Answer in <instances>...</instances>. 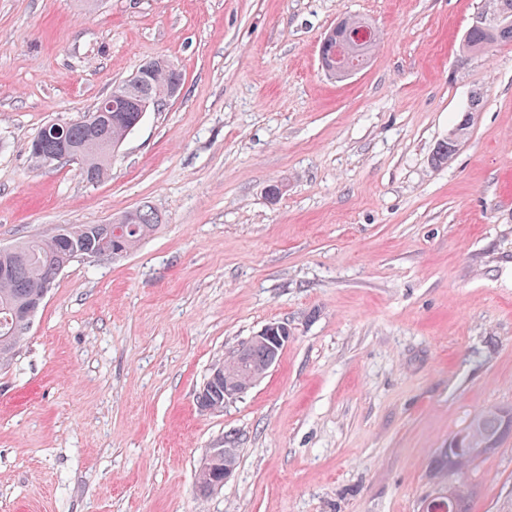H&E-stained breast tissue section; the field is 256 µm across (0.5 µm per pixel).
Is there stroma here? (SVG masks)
<instances>
[{
  "mask_svg": "<svg viewBox=\"0 0 512 512\" xmlns=\"http://www.w3.org/2000/svg\"><path fill=\"white\" fill-rule=\"evenodd\" d=\"M484 9L0 0V246L162 216L126 257L71 262L0 364V512H422L435 450L512 406V42L463 57ZM346 16L379 41L337 78L319 44ZM157 57L180 92L107 178L32 166L46 122ZM271 323L290 332L277 363L202 410L212 368ZM212 448L239 456L203 498ZM474 473L472 512H512V437ZM473 113H465L462 119L452 128L451 136L442 140L433 154L435 165L440 166L446 164L448 160L455 154L460 143L464 141L470 132L473 123Z\"/></svg>",
  "mask_w": 512,
  "mask_h": 512,
  "instance_id": "obj_1",
  "label": "stroma"
}]
</instances>
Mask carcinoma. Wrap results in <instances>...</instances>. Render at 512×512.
<instances>
[{
  "mask_svg": "<svg viewBox=\"0 0 512 512\" xmlns=\"http://www.w3.org/2000/svg\"><path fill=\"white\" fill-rule=\"evenodd\" d=\"M486 13L492 19L475 21L467 31L463 52H481L489 44L512 42V0H490ZM155 68L144 85L128 82L112 87V120L108 134L118 141L127 137L140 123L139 103L146 97L161 101L169 97L171 88L182 81V74L164 59H154ZM480 99L472 101V111L463 115L452 128V134L442 140L433 154L435 165L448 162L470 132L473 111ZM95 129L88 119L76 120L58 127L43 126L28 146L30 161L35 166L46 164V158L58 162L65 153L85 146ZM110 160L92 156L80 170L84 180H103L109 172ZM161 218L149 205L125 211L110 224H64L49 238H32L0 252V361L11 358L29 329L26 314L39 301L43 290L55 286L58 270L65 262L83 255L112 251V259L128 255L142 240L151 236ZM273 356L269 346L250 339L224 360V378L203 387L198 403L204 410L217 405L224 407V386L233 385L249 375H260ZM512 436V408L497 407L473 415L463 436L452 437L448 447L434 453L433 476L444 481L441 496L435 498L426 512H471L478 484L469 477L471 467L480 459L495 453L504 440ZM221 469H200L196 475L199 493H210L213 480Z\"/></svg>",
  "mask_w": 512,
  "mask_h": 512,
  "instance_id": "cac0c4a2",
  "label": "carcinoma"
}]
</instances>
